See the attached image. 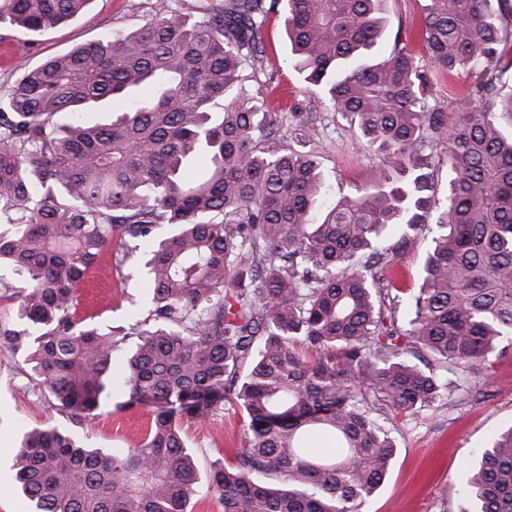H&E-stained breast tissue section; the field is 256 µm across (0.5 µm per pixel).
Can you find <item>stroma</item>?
Listing matches in <instances>:
<instances>
[{"label": "stroma", "instance_id": "35a3bbf8", "mask_svg": "<svg viewBox=\"0 0 512 512\" xmlns=\"http://www.w3.org/2000/svg\"><path fill=\"white\" fill-rule=\"evenodd\" d=\"M427 0H388L386 43L408 42L416 56L424 50L417 38ZM207 0H90L72 20L40 35L24 38L9 22H0V98L24 72L46 57L69 51L112 34L144 24L153 15L175 9L201 17ZM264 73L259 97L270 111L289 112L307 100L306 84L294 70L284 33V15L272 13L263 33ZM321 156V171L332 194L362 196L378 189L373 177L383 158L350 124L329 109L318 111L311 144ZM436 229L428 224L408 246L397 252L391 266L404 289L416 287L427 248ZM125 243H113L76 291L80 317L96 326L121 330L132 315L144 312L152 292L142 252L126 255ZM464 377L449 373L451 393L432 408L413 416H380L397 447L381 485L365 500L360 512H460L465 503L461 487L468 463L493 438L512 428V349L491 357L484 369V397L462 391ZM126 396L114 388L111 401L97 417L75 420L60 414L55 401L24 372L21 357L0 350V512H28L14 485L10 469L22 435L35 427L61 425L78 435H90L99 447L137 445L149 419L146 408H125ZM249 420L238 406L204 424L186 423L182 429L198 473L207 476L212 460L235 464Z\"/></svg>", "mask_w": 512, "mask_h": 512}]
</instances>
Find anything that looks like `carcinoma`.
Returning a JSON list of instances; mask_svg holds the SVG:
<instances>
[{
    "label": "carcinoma",
    "instance_id": "carcinoma-1",
    "mask_svg": "<svg viewBox=\"0 0 512 512\" xmlns=\"http://www.w3.org/2000/svg\"><path fill=\"white\" fill-rule=\"evenodd\" d=\"M88 0H10L31 34ZM386 0H284L292 63L310 85L281 130L246 82L263 71L278 0L171 11L117 37L51 56L0 109V297L17 303L0 344L22 354L57 410L95 416L126 353V407L145 405L133 448H100L57 425L22 437L12 461L29 512H187L199 475L181 424L238 405L250 435L208 486L224 512H358L396 445L374 413L411 415L448 393V370L480 383L512 345V0H429L427 59L394 40L367 58ZM464 76L463 83L445 82ZM448 84V105L429 101ZM119 105L109 124L83 114ZM357 123L383 168L375 194L326 195L310 114ZM60 112L73 120L54 124ZM442 146V153L425 149ZM448 161L437 198L430 169ZM408 175L390 180L389 171ZM437 214L418 286H397L389 254ZM391 224L399 240L384 244ZM147 247L144 319L119 333L78 318L74 291L116 232ZM404 309L405 319L397 313ZM334 435L333 455L302 444ZM273 475L279 485L258 477ZM474 512H512V428L466 477Z\"/></svg>",
    "mask_w": 512,
    "mask_h": 512
}]
</instances>
